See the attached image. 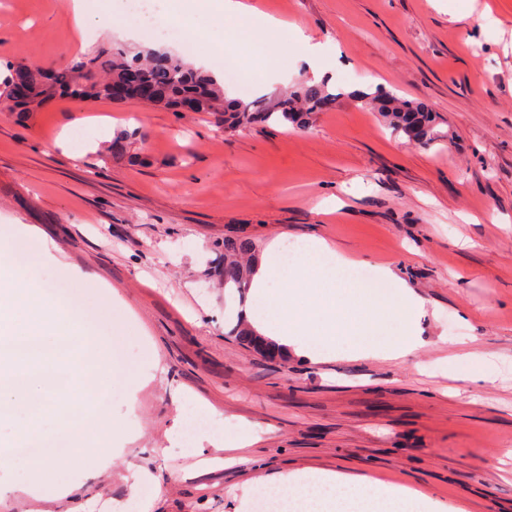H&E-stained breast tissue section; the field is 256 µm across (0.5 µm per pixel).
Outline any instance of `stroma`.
<instances>
[{
  "mask_svg": "<svg viewBox=\"0 0 512 512\" xmlns=\"http://www.w3.org/2000/svg\"><path fill=\"white\" fill-rule=\"evenodd\" d=\"M251 2L285 22L234 56L251 96L305 80L296 28L324 45L345 97L307 130L228 134L198 112L58 95L0 112V239L78 315L79 335L115 339L96 359L109 429L142 432L103 473L89 435L61 440L48 423L18 439L14 413H1L14 452L0 461L11 490L0 512H259L255 480L321 469L409 487L447 512H512V0H475L466 14L465 0ZM82 6L111 12V30L77 31L72 0H0V60L50 71L137 47L119 0ZM375 87L426 103L444 139L414 144L350 97ZM120 130L134 137L116 159ZM231 234L262 250L322 238L390 266L424 301L421 345L401 360L320 363L245 349L230 334L239 296L216 275ZM461 348L496 353L486 378L449 375ZM116 360L149 379L136 402ZM204 406L217 413L193 455L183 420ZM244 424L259 440L225 465L224 435ZM21 448L54 456L57 484ZM134 472L162 493L133 489Z\"/></svg>",
  "mask_w": 512,
  "mask_h": 512,
  "instance_id": "obj_1",
  "label": "stroma"
}]
</instances>
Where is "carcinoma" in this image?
Masks as SVG:
<instances>
[{
	"instance_id": "carcinoma-1",
	"label": "carcinoma",
	"mask_w": 512,
	"mask_h": 512,
	"mask_svg": "<svg viewBox=\"0 0 512 512\" xmlns=\"http://www.w3.org/2000/svg\"><path fill=\"white\" fill-rule=\"evenodd\" d=\"M132 66L141 70L142 79L156 88L148 103L156 107L178 111L183 102L195 103L194 111L205 112L224 125V132L232 133L257 125H280L304 130L316 114L334 106L345 94L330 90L327 84L301 82L288 91L251 101L226 96L217 79L195 69L181 57L163 48H147L129 56L123 50L101 59L95 55L70 67L62 68L50 76L34 65L26 66L32 84V94L25 99L12 95L13 79L0 84V105L17 112H32L56 92L87 102L109 100L110 87L128 79ZM357 102L380 112L393 131L411 136L410 122L421 124L417 134L419 144L429 146L440 133L436 130V115L424 105L403 99L394 93L377 90L352 94ZM224 263L217 275L228 289L240 288L251 274L257 246L246 236L224 237Z\"/></svg>"
}]
</instances>
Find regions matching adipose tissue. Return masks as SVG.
Wrapping results in <instances>:
<instances>
[{"label":"adipose tissue","mask_w":512,"mask_h":512,"mask_svg":"<svg viewBox=\"0 0 512 512\" xmlns=\"http://www.w3.org/2000/svg\"><path fill=\"white\" fill-rule=\"evenodd\" d=\"M192 9L207 15L206 28H187L184 52L199 40L230 54L247 49L251 39L279 25L270 15L257 16L244 0H191ZM282 240L271 241L245 289L238 314L262 338L314 362L334 359L340 343L357 340V356L399 360L419 345L413 331L423 301L396 276L391 267L375 269L374 281L353 279L356 261L336 256L321 238H309L291 259H284ZM47 304L22 276L11 244H0V367L25 359L39 363L61 358L58 334L39 326ZM402 323V335L380 336L383 323ZM262 485L275 490L285 512H370L378 501L383 512H443L440 504H423L415 492L401 486L378 487L330 470L316 472L300 484L293 472L268 475Z\"/></svg>","instance_id":"ef3b65f1"}]
</instances>
